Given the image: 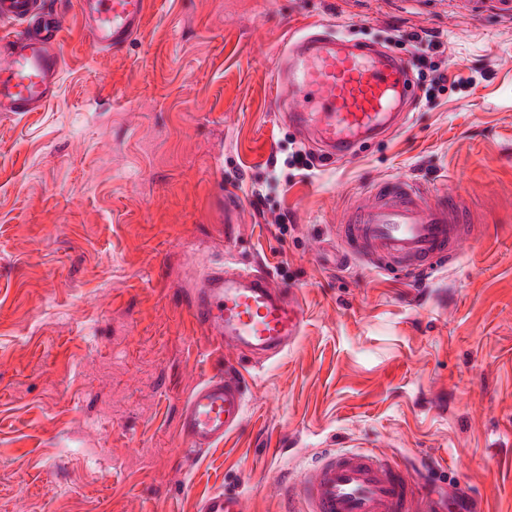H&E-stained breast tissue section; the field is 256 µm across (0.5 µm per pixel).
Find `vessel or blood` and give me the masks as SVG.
Listing matches in <instances>:
<instances>
[{
	"label": "vessel or blood",
	"mask_w": 512,
	"mask_h": 512,
	"mask_svg": "<svg viewBox=\"0 0 512 512\" xmlns=\"http://www.w3.org/2000/svg\"><path fill=\"white\" fill-rule=\"evenodd\" d=\"M85 28L101 52L123 48L137 32L149 0H80ZM0 112H36L56 93L63 15L45 0H0ZM408 60L316 30L288 48L277 80L280 100L294 98L288 119L297 131L315 129L323 159L355 155L415 100ZM463 205L406 180L378 182L345 217L338 236L347 252L421 273L457 255L468 238ZM192 319L225 351L275 356L304 329L299 295L265 270H211L190 291ZM245 397L230 374L195 385L179 417L184 448L223 443L240 424ZM306 512H437L412 493L414 478L372 452L329 454L303 478ZM199 512H246L242 497L213 491Z\"/></svg>",
	"instance_id": "vessel-or-blood-1"
}]
</instances>
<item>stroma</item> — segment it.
Returning a JSON list of instances; mask_svg holds the SVG:
<instances>
[{
  "mask_svg": "<svg viewBox=\"0 0 512 512\" xmlns=\"http://www.w3.org/2000/svg\"><path fill=\"white\" fill-rule=\"evenodd\" d=\"M56 2L58 91L0 114V512H198L220 489L299 512L322 454L362 450L445 512H512V20L461 0H151L102 54L78 0ZM313 22L456 84L415 77L400 128L319 162L276 103ZM382 179L457 195L475 228L457 258L419 280L339 263L337 223ZM220 265L294 288L305 324L235 358L244 420L188 454L180 410L224 354L187 290Z\"/></svg>",
  "mask_w": 512,
  "mask_h": 512,
  "instance_id": "1",
  "label": "stroma"
}]
</instances>
